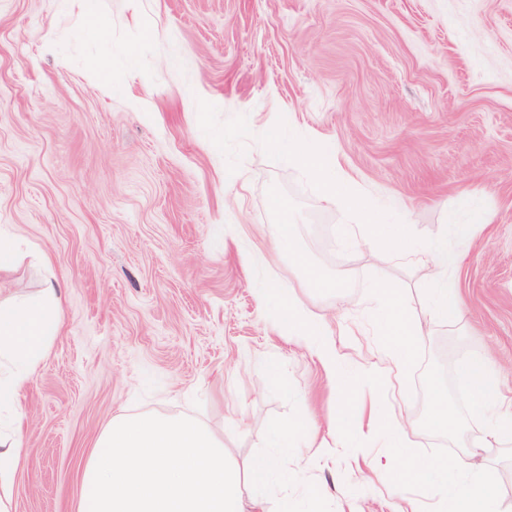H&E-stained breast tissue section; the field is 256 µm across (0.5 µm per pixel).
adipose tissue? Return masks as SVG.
Returning <instances> with one entry per match:
<instances>
[{
	"instance_id": "adipose-tissue-1",
	"label": "adipose tissue",
	"mask_w": 512,
	"mask_h": 512,
	"mask_svg": "<svg viewBox=\"0 0 512 512\" xmlns=\"http://www.w3.org/2000/svg\"><path fill=\"white\" fill-rule=\"evenodd\" d=\"M284 310L282 324L289 335L306 341L326 368L337 402L334 415L340 429L338 438L355 437L352 399L355 391L336 352V331L324 318L315 316L293 296L276 292ZM379 311V331L387 341V365L371 363L364 367L367 380L374 381L383 370L403 371L408 365L418 331L408 318L396 289L376 286L370 294ZM62 323L59 290L54 278H47L37 293L17 299H0V410L11 413L8 423H0V512H11L12 482L28 458L24 443L23 390L46 356ZM469 385L468 413L493 422L495 432L512 433V416L502 418L494 412L498 400L496 373L485 358L468 361L463 367ZM398 472L402 478L425 484L428 498L434 499L440 512H500L489 488L495 480L491 469H472L470 463L458 465L459 477L449 478L448 466L442 460L420 457L401 451Z\"/></svg>"
}]
</instances>
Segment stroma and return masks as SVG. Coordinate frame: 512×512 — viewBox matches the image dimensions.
Wrapping results in <instances>:
<instances>
[{
    "instance_id": "obj_1",
    "label": "stroma",
    "mask_w": 512,
    "mask_h": 512,
    "mask_svg": "<svg viewBox=\"0 0 512 512\" xmlns=\"http://www.w3.org/2000/svg\"><path fill=\"white\" fill-rule=\"evenodd\" d=\"M143 3L136 15L98 0L106 25L89 33L84 0H0V227L19 243L0 295L34 294L52 272L63 308L24 392L13 512H75L91 446L122 413L198 418L245 468L268 421L293 408L271 393L268 359L319 429L287 468L332 512L427 506L423 486L390 483L359 457L397 467L386 433L333 443L327 371L261 301L268 282L335 323L356 381L384 346L369 292L399 289L423 334L379 416L403 415L416 455L452 465L478 453L512 512V434L468 417L460 373L489 358L512 413V0ZM281 117L419 237L440 238L461 199L483 204L488 221L455 272L461 322L430 320L424 270L342 239L346 210L266 156L257 138ZM277 199L297 247L344 295L312 291L271 254ZM436 386L456 430L424 425Z\"/></svg>"
}]
</instances>
